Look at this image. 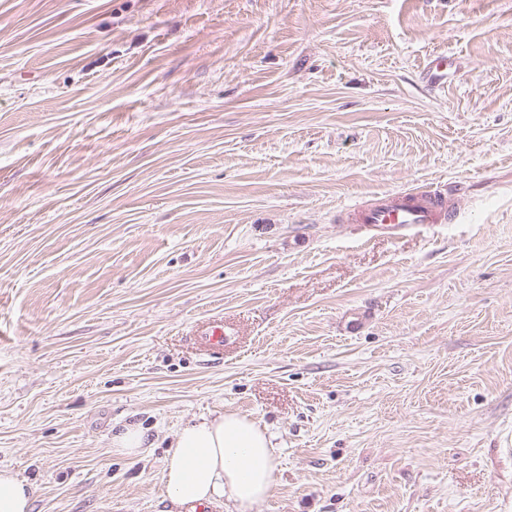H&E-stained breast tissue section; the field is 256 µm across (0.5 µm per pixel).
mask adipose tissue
<instances>
[{
  "label": "adipose tissue",
  "instance_id": "obj_1",
  "mask_svg": "<svg viewBox=\"0 0 512 512\" xmlns=\"http://www.w3.org/2000/svg\"><path fill=\"white\" fill-rule=\"evenodd\" d=\"M276 468L271 435L252 418L226 412L177 429L161 483L177 507L225 500L235 512H250L270 494Z\"/></svg>",
  "mask_w": 512,
  "mask_h": 512
}]
</instances>
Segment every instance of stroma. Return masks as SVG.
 Listing matches in <instances>:
<instances>
[{"label": "stroma", "instance_id": "1", "mask_svg": "<svg viewBox=\"0 0 512 512\" xmlns=\"http://www.w3.org/2000/svg\"><path fill=\"white\" fill-rule=\"evenodd\" d=\"M390 191L456 219L346 221ZM225 412L252 512H512V0H0V468L169 512ZM272 437L252 418L236 413L182 424L174 435L161 475L166 499L190 512H212L207 504L226 500L250 512L270 494L277 468ZM112 454L133 457L140 454L144 448H152L143 431L138 427H128L112 437Z\"/></svg>", "mask_w": 512, "mask_h": 512}]
</instances>
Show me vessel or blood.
Returning a JSON list of instances; mask_svg holds the SVG:
<instances>
[{
    "mask_svg": "<svg viewBox=\"0 0 512 512\" xmlns=\"http://www.w3.org/2000/svg\"><path fill=\"white\" fill-rule=\"evenodd\" d=\"M448 209L446 197L436 193L393 192L370 208L353 209L351 220L356 224L397 231L417 224L438 223Z\"/></svg>",
    "mask_w": 512,
    "mask_h": 512,
    "instance_id": "vessel-or-blood-1",
    "label": "vessel or blood"
}]
</instances>
